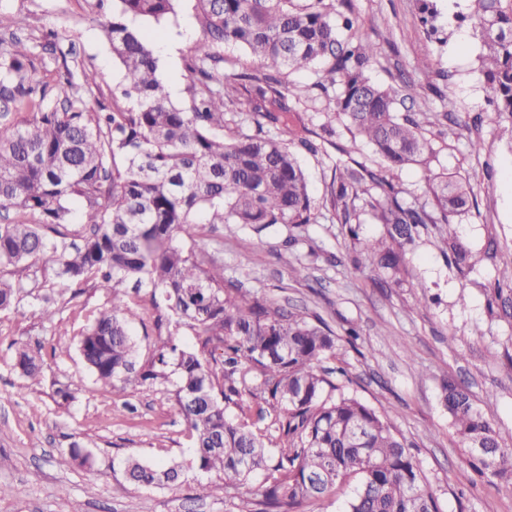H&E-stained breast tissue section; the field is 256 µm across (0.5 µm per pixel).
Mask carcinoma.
I'll list each match as a JSON object with an SVG mask.
<instances>
[{"mask_svg":"<svg viewBox=\"0 0 512 512\" xmlns=\"http://www.w3.org/2000/svg\"><path fill=\"white\" fill-rule=\"evenodd\" d=\"M180 0H93L105 19L112 55L124 83L112 105L98 100L106 73L69 67L62 59L65 98L38 76L37 47L52 51L55 33L17 34L14 16L0 11V210L27 219L0 224V270L23 263L52 271L60 284L92 283L110 306L81 332L78 352L97 381L118 395L145 384L175 387L192 457L153 464L123 461L126 482L173 487L188 473L219 474L205 486L222 496L257 473L252 512H300L336 486L355 482L343 512H441L423 485L420 467L387 418L345 392L320 363L335 355L336 333L320 317L266 305L224 279V266L195 238L197 224L261 232L277 224L318 223L298 151L317 147L289 126L292 101L304 90L284 75L310 70L312 87L328 99L326 124L345 119L386 171L428 163L419 123L399 114L403 100L366 75L377 47L355 36L356 22L340 15L343 0H195L203 36L184 65L188 99L173 103L160 78L148 34L128 18L157 23ZM482 47L481 70L498 123L512 128V0H467ZM420 22L440 44L436 0H418ZM226 43L245 48L251 70L224 76ZM96 106H91V102ZM280 124L264 131L263 120ZM252 124L255 132L243 126ZM430 202H407L389 181L354 162L334 167L329 205L342 223L369 210L386 225L381 240H365L371 264L397 273L417 228L441 224L470 209L469 180L448 174L427 179ZM82 226L80 242L68 227ZM162 300L169 321L204 337L201 347L170 338L148 364L135 367L131 324L141 319L142 284ZM23 298L20 284L0 276V310ZM15 369L36 380L39 354L23 346ZM240 414L226 416V405ZM444 406L471 468L512 481V446L479 413L467 387L444 383ZM60 467L91 470V449L74 441Z\"/></svg>","mask_w":512,"mask_h":512,"instance_id":"1","label":"carcinoma"}]
</instances>
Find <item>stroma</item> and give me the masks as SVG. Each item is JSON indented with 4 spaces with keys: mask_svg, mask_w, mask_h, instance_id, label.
I'll return each mask as SVG.
<instances>
[{
    "mask_svg": "<svg viewBox=\"0 0 512 512\" xmlns=\"http://www.w3.org/2000/svg\"><path fill=\"white\" fill-rule=\"evenodd\" d=\"M90 0H0V9L23 25L58 35L57 48L75 50L78 62L103 70L118 88L123 73L113 60ZM446 44L431 41L418 21L416 0H345L342 12L354 17L360 34L379 54L368 72L376 84L413 96L414 110L434 157L389 175L407 200L424 202L427 175L450 173L470 180L473 201L458 217V237L472 251L473 267L454 262L452 242L439 225L419 228L393 278L373 268L358 251V238H379L385 227L361 215L358 238L347 225L323 220L292 232L279 224L262 232L251 226L228 231L200 224L224 264V276L280 305L323 317L336 332V359L347 372V390L379 412L388 413L414 454L426 486L442 512H512V485L476 474L469 466L442 405L445 379L464 381L483 415L501 439L512 445V135L498 125L479 67L480 43L470 22H458L464 0H438ZM139 27L158 40L181 37L173 56H160L166 85L177 86L175 103L188 98L184 59L202 29L195 0H181L176 16ZM110 93L104 104H111ZM453 98L456 117L436 126L430 114ZM323 119L305 105L295 107V124L317 147L301 152L315 203H323L337 162L380 165L371 150L354 140L345 124ZM481 141L472 151V141ZM249 240L251 248L240 245ZM304 266L305 276L290 270ZM57 313L41 320L31 298L0 310V512H249V495H207L208 476L189 475L173 488L127 484L118 466L129 453L150 462L184 461L191 455L186 423L172 387L143 386L118 397L96 382L78 351L79 334L94 313L109 305L106 292L80 286L78 294L53 290ZM356 327L348 344L344 331ZM40 347L39 381L14 368L20 346ZM74 382L80 389L70 403L57 402L55 390ZM90 446L94 469H61L56 458L72 441Z\"/></svg>",
    "mask_w": 512,
    "mask_h": 512,
    "instance_id": "1",
    "label": "stroma"
}]
</instances>
